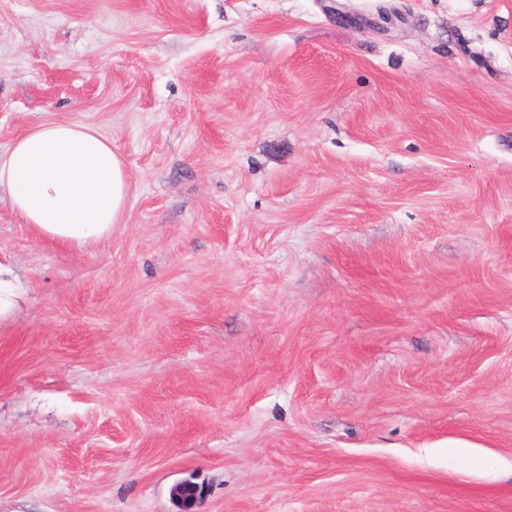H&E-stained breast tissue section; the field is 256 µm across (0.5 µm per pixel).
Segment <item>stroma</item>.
<instances>
[{"label": "stroma", "mask_w": 512, "mask_h": 512, "mask_svg": "<svg viewBox=\"0 0 512 512\" xmlns=\"http://www.w3.org/2000/svg\"><path fill=\"white\" fill-rule=\"evenodd\" d=\"M64 120L131 196H0V512H512V0H0ZM19 297V286L12 269L0 262V322L12 316Z\"/></svg>", "instance_id": "obj_1"}]
</instances>
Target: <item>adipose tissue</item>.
I'll return each mask as SVG.
<instances>
[{"label":"adipose tissue","mask_w":512,"mask_h":512,"mask_svg":"<svg viewBox=\"0 0 512 512\" xmlns=\"http://www.w3.org/2000/svg\"><path fill=\"white\" fill-rule=\"evenodd\" d=\"M0 190L38 237L82 248L123 223L130 183L124 159L97 129L39 121L0 154Z\"/></svg>","instance_id":"obj_1"}]
</instances>
